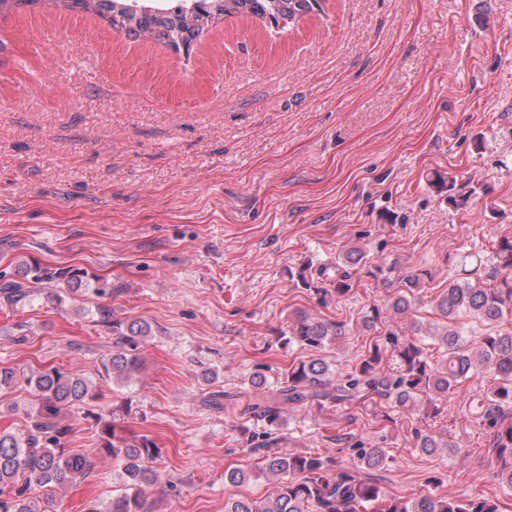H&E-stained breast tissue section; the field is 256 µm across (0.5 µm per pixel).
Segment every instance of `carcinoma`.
<instances>
[{
	"label": "carcinoma",
	"instance_id": "1",
	"mask_svg": "<svg viewBox=\"0 0 512 512\" xmlns=\"http://www.w3.org/2000/svg\"><path fill=\"white\" fill-rule=\"evenodd\" d=\"M317 0H196L173 7L146 4V0H63L71 11L91 12L112 28L134 38L168 47L187 45L216 17L229 14L253 16L267 23L294 24L314 11ZM460 263L476 262L485 274L476 279L451 280L436 297V323L411 319L415 293L425 287L431 273L412 270L403 277L404 291L392 297L386 315L371 308L355 326L377 335L364 354L344 374L333 373L322 358L293 363L280 381L265 391L247 410L279 426L288 407L342 408L360 404L371 409L374 422L392 430L404 424L402 413L421 408L428 417L451 415L458 390L477 377L488 387L472 396L466 411L473 421L493 433V463L512 490V236L504 233L490 250L462 251ZM366 263V253L352 246L336 259V265L318 269L322 282L339 295L351 288V271ZM55 284L48 298L62 304L64 297L89 287L90 280L78 268L52 270L27 263L14 279L0 278V306L18 308L31 301L34 286ZM469 316L486 332L468 333L459 317ZM349 334L345 326L299 315L288 325L283 345L320 352L334 340ZM115 352L105 364L113 381H129L139 373L141 360L135 351L139 339L150 335L140 320L112 321ZM431 339L441 348L435 358L425 347ZM25 384L35 393L27 411V431L20 435L0 432V512H55L59 492L89 477L94 461L61 444L69 432L63 414L98 397L96 386L84 376L56 367L28 375L0 368V391ZM99 428L97 453L120 468L122 486L106 501H94L87 512H150L146 489L159 480L153 463L160 453L146 436L126 439L102 415H94ZM411 447L434 454L446 448L460 455L462 448L430 430L411 429ZM355 468L331 474L321 458L312 454L267 453L261 474L275 482L261 500L224 502V512H502L494 497H456L432 491L411 499L386 495L369 471L383 469L389 458L381 448H357Z\"/></svg>",
	"mask_w": 512,
	"mask_h": 512
}]
</instances>
